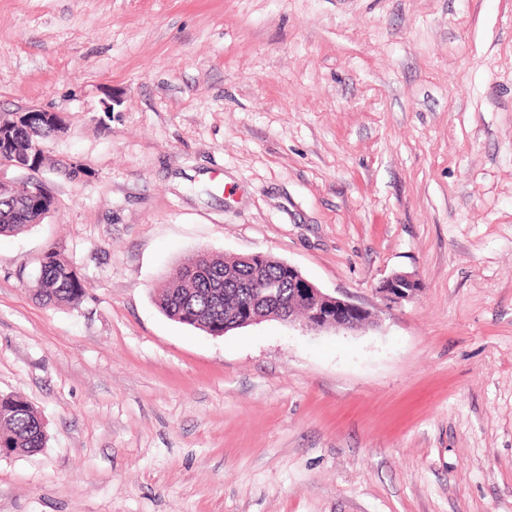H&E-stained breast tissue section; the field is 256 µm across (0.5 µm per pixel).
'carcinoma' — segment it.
<instances>
[{
  "instance_id": "cac0c4a2",
  "label": "carcinoma",
  "mask_w": 512,
  "mask_h": 512,
  "mask_svg": "<svg viewBox=\"0 0 512 512\" xmlns=\"http://www.w3.org/2000/svg\"><path fill=\"white\" fill-rule=\"evenodd\" d=\"M61 128L57 115L46 118L29 115L20 121H0V165L22 162L38 167L41 155L36 146ZM40 183L30 177L20 185L7 182L0 188V235H18L27 231L53 208V199L41 190L33 195L29 189ZM250 279L279 285L278 292L286 297L290 289L288 278L274 260L250 271L237 258L224 260L209 253L199 257L195 252L179 264L174 279L158 294L161 311L169 318L208 333L224 330V321L234 316L243 304L237 281ZM35 295L46 304L78 305L85 296V286L73 267L55 247L44 253L36 279ZM0 440L11 448L36 452L44 447L46 433L42 431L38 411L16 396H0Z\"/></svg>"
}]
</instances>
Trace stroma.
Returning a JSON list of instances; mask_svg holds the SVG:
<instances>
[{
	"label": "stroma",
	"instance_id": "1",
	"mask_svg": "<svg viewBox=\"0 0 512 512\" xmlns=\"http://www.w3.org/2000/svg\"><path fill=\"white\" fill-rule=\"evenodd\" d=\"M33 106L55 207L0 237V395L47 442L0 512H512V0H0V117ZM53 245L78 306L30 288ZM203 249L374 320L178 323ZM418 280L413 276L396 273L387 277L379 287L380 293L390 302L409 300L419 290Z\"/></svg>",
	"mask_w": 512,
	"mask_h": 512
}]
</instances>
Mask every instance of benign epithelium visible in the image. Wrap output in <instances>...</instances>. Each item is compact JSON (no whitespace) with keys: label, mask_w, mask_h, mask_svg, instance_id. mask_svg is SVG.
<instances>
[{"label":"benign epithelium","mask_w":512,"mask_h":512,"mask_svg":"<svg viewBox=\"0 0 512 512\" xmlns=\"http://www.w3.org/2000/svg\"><path fill=\"white\" fill-rule=\"evenodd\" d=\"M281 266L288 270V278L293 284V296L288 310L278 312L279 320L288 324L299 321L313 331L353 330L372 322V314L366 308L323 293L290 264L283 262ZM418 288V280L413 276L396 273L387 277L379 290L387 300L397 303L411 299ZM266 319L268 316L265 311L252 304L235 321L224 323V330L259 324Z\"/></svg>","instance_id":"1"}]
</instances>
